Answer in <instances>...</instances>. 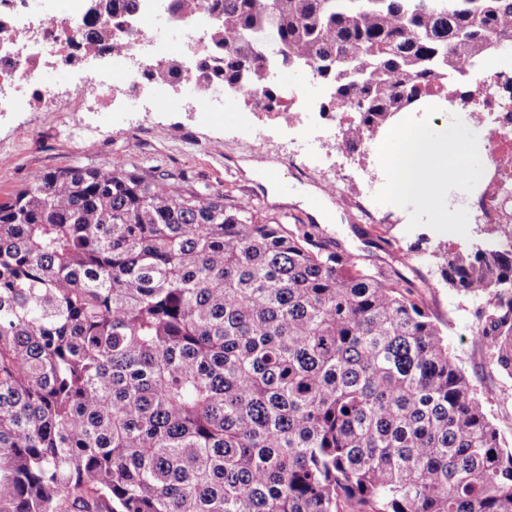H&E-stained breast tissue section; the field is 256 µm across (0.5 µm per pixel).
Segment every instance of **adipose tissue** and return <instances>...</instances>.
Returning a JSON list of instances; mask_svg holds the SVG:
<instances>
[{"label":"adipose tissue","mask_w":512,"mask_h":512,"mask_svg":"<svg viewBox=\"0 0 512 512\" xmlns=\"http://www.w3.org/2000/svg\"><path fill=\"white\" fill-rule=\"evenodd\" d=\"M468 140L467 131L457 126L431 131L403 122L383 146V158L390 165L400 192L432 209L439 203V188L449 174L464 169L463 149Z\"/></svg>","instance_id":"obj_1"}]
</instances>
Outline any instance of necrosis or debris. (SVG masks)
I'll use <instances>...</instances> for the list:
<instances>
[{"label": "necrosis or debris", "instance_id": "4bbe7bcc", "mask_svg": "<svg viewBox=\"0 0 512 512\" xmlns=\"http://www.w3.org/2000/svg\"><path fill=\"white\" fill-rule=\"evenodd\" d=\"M142 3L132 27L116 35L115 46L90 50L78 26L83 0H0V112L21 110L32 101L60 111L58 87L37 79L40 70L48 66L72 75L77 96L108 108L133 112L148 97L174 105L171 83L144 81V70L175 60L182 66L183 81H192L193 62L207 45L206 18L188 19L177 37L160 39L155 33L159 16L154 0ZM501 77V72L486 70L484 84L471 87L463 109L474 125L481 124L484 114L495 116L487 136L489 164L477 187L478 221L482 224L512 222V212L497 207L498 197L512 192V96L484 91L485 84H500ZM329 118L330 125L316 139L317 152L343 157L350 166L364 164L367 150L353 155L339 143L342 129L355 121L354 111L333 112Z\"/></svg>", "mask_w": 512, "mask_h": 512}]
</instances>
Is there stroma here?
I'll list each match as a JSON object with an SVG mask.
<instances>
[{
	"label": "stroma",
	"mask_w": 512,
	"mask_h": 512,
	"mask_svg": "<svg viewBox=\"0 0 512 512\" xmlns=\"http://www.w3.org/2000/svg\"><path fill=\"white\" fill-rule=\"evenodd\" d=\"M177 92L183 107L161 114L46 112L32 104L0 115V202L38 173L134 163L185 173L199 189L250 202L286 223L297 218L318 224L326 238L359 255L365 267H392L408 279L427 281L424 305L447 325L448 341L473 388L511 439L512 380L490 368L483 345L474 339L486 298L448 287L439 266L422 257L423 250L440 245L471 244L476 231L471 210L443 199L433 211L406 197L382 206V223H364L350 205L366 192L363 173H346L335 157L320 174L296 176L285 165L298 146L292 132L262 115L242 128L239 117L249 111L244 99L225 102L223 111L206 116L185 109L187 102L198 101L197 87L181 85ZM328 180L337 183L338 196L324 193ZM324 211L329 220L317 221Z\"/></svg>",
	"instance_id": "obj_1"
}]
</instances>
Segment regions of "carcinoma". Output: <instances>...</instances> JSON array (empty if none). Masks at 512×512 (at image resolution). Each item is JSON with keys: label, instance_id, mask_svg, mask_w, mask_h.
I'll use <instances>...</instances> for the list:
<instances>
[{"label": "carcinoma", "instance_id": "1", "mask_svg": "<svg viewBox=\"0 0 512 512\" xmlns=\"http://www.w3.org/2000/svg\"><path fill=\"white\" fill-rule=\"evenodd\" d=\"M140 0H85L89 48ZM211 17L200 90L252 110L313 68L359 149L512 49V0H165ZM176 61L150 76L175 82ZM489 297L512 377V247L430 252ZM416 284L154 167L37 174L0 203V512H512V442Z\"/></svg>", "mask_w": 512, "mask_h": 512}]
</instances>
